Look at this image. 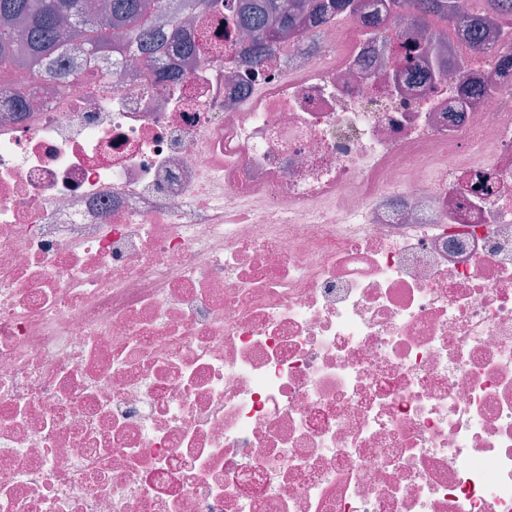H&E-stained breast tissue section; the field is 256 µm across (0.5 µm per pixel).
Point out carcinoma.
Here are the masks:
<instances>
[{
	"mask_svg": "<svg viewBox=\"0 0 512 512\" xmlns=\"http://www.w3.org/2000/svg\"><path fill=\"white\" fill-rule=\"evenodd\" d=\"M207 0H103L91 12L87 0H0V70L20 62L41 72L65 41L77 42L89 61L124 48L149 69L159 57L188 48L183 14L205 9ZM354 0H242L241 28L266 44L278 30L305 16L327 19ZM400 23L424 30L427 43L449 33L472 40L486 23L512 20V0H384Z\"/></svg>",
	"mask_w": 512,
	"mask_h": 512,
	"instance_id": "carcinoma-1",
	"label": "carcinoma"
}]
</instances>
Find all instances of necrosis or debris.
I'll list each match as a JSON object with an SVG mask.
<instances>
[{
  "instance_id": "1",
  "label": "necrosis or debris",
  "mask_w": 512,
  "mask_h": 512,
  "mask_svg": "<svg viewBox=\"0 0 512 512\" xmlns=\"http://www.w3.org/2000/svg\"><path fill=\"white\" fill-rule=\"evenodd\" d=\"M358 4L0 74V512H512V48Z\"/></svg>"
}]
</instances>
